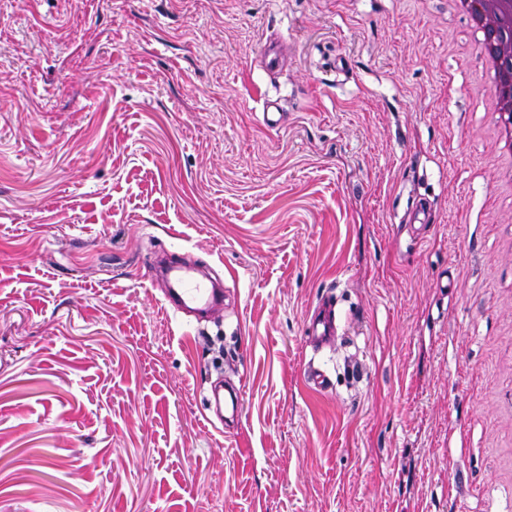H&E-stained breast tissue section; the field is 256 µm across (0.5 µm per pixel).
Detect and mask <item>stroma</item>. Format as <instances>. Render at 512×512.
Here are the masks:
<instances>
[{"label":"stroma","instance_id":"stroma-1","mask_svg":"<svg viewBox=\"0 0 512 512\" xmlns=\"http://www.w3.org/2000/svg\"><path fill=\"white\" fill-rule=\"evenodd\" d=\"M476 38L450 0H0V512H512ZM163 250L223 280L209 321ZM320 305L308 315L306 331L308 337L318 340L322 345H329L344 334L340 333L343 330L342 316L335 304L322 301Z\"/></svg>","mask_w":512,"mask_h":512}]
</instances>
